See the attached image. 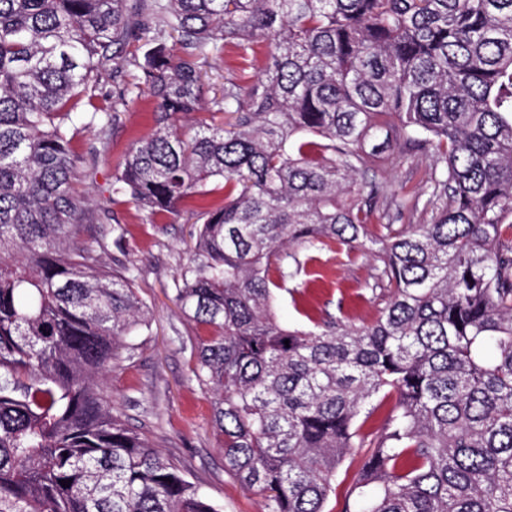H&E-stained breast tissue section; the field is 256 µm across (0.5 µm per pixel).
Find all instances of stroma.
<instances>
[{"mask_svg":"<svg viewBox=\"0 0 512 512\" xmlns=\"http://www.w3.org/2000/svg\"><path fill=\"white\" fill-rule=\"evenodd\" d=\"M254 69L243 68L233 44L206 67L200 108L209 107L224 82L250 86ZM156 102L141 90L120 112L107 137L82 128L74 138L77 151L93 153V173L80 187L95 211L112 212L122 238L105 237L103 265L129 267L148 311V325L120 351V362L103 383L115 412L154 448L171 460L220 512H262L264 500L246 491L224 471V453L212 428L210 395L199 386L192 367L201 338L209 331L188 320L175 301V281L188 263L190 233L201 221L200 209L184 205L178 215L150 223L146 212L131 204H115L108 191L112 174L131 145L157 129ZM376 173L386 197L407 190L426 196V180L435 166L431 153L403 144L385 148ZM305 270L286 279L278 291L276 313L291 327L311 328L327 319L344 323L374 321L387 301L386 290L375 287L373 256L347 253L344 247L303 252Z\"/></svg>","mask_w":512,"mask_h":512,"instance_id":"stroma-1","label":"stroma"}]
</instances>
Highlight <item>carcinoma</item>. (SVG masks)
<instances>
[{"label":"carcinoma","instance_id":"cac0c4a2","mask_svg":"<svg viewBox=\"0 0 512 512\" xmlns=\"http://www.w3.org/2000/svg\"><path fill=\"white\" fill-rule=\"evenodd\" d=\"M259 40L255 82L181 124L209 59L228 41L250 66ZM109 64L112 113L87 125L144 87L158 123L112 202L156 221L224 180L175 284L211 331L193 375L224 472L265 512H324L366 447L344 512H512V0H0V512H219L102 391L147 314L73 187L95 166L74 111ZM379 138L434 156V222L383 223ZM333 244L372 250L386 306L282 325L272 274ZM381 392L397 405L368 439ZM397 403L395 395H384L381 393L375 397L370 406L358 417L356 426L361 427L364 434H375L380 429L386 416L391 412ZM366 450L367 448H354L344 460L336 476L335 489L330 493L325 504L324 510L326 512H341L352 477L362 465Z\"/></svg>","mask_w":512,"mask_h":512}]
</instances>
